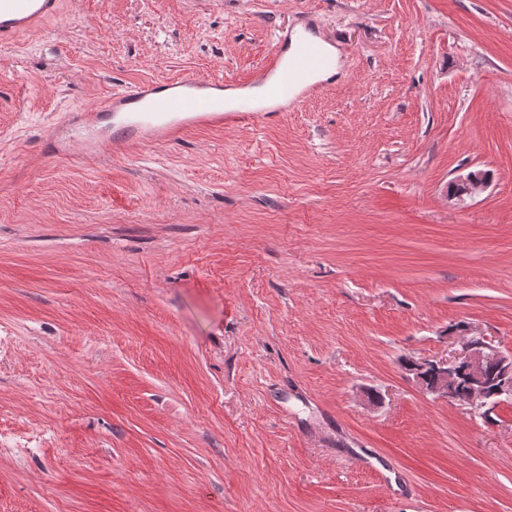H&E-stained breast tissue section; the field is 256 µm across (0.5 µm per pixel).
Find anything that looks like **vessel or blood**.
<instances>
[{"instance_id":"1","label":"vessel or blood","mask_w":512,"mask_h":512,"mask_svg":"<svg viewBox=\"0 0 512 512\" xmlns=\"http://www.w3.org/2000/svg\"><path fill=\"white\" fill-rule=\"evenodd\" d=\"M60 4L61 0H0V45L39 33L59 15ZM330 64L319 39L291 42L280 36L262 68L261 79L268 84L266 100L231 105L222 97L223 81L195 77L126 85L95 108L89 121L71 120L69 140L92 144L108 124L124 138L161 141L188 125L265 119L289 111L299 102L301 91L309 89L310 78Z\"/></svg>"}]
</instances>
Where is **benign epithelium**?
<instances>
[{
  "label": "benign epithelium",
  "instance_id": "obj_1",
  "mask_svg": "<svg viewBox=\"0 0 512 512\" xmlns=\"http://www.w3.org/2000/svg\"><path fill=\"white\" fill-rule=\"evenodd\" d=\"M464 191L456 198H472L482 191L488 180L471 171L457 179ZM461 352L449 361L409 359L408 374L428 394L468 406L475 413L491 414L494 409L512 396V350L503 352L500 346L480 332L465 328L457 336ZM495 356L502 370V383L491 393L485 376V365Z\"/></svg>",
  "mask_w": 512,
  "mask_h": 512
}]
</instances>
